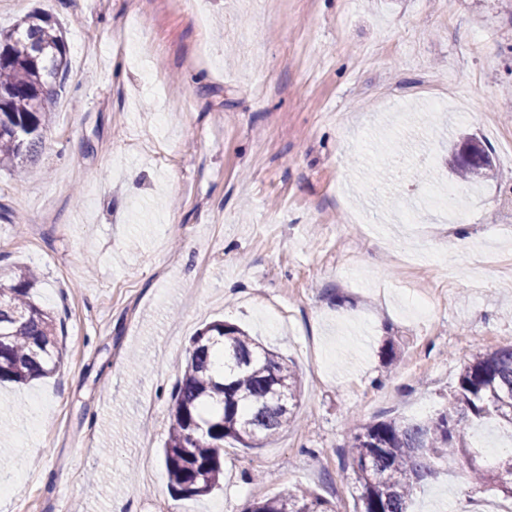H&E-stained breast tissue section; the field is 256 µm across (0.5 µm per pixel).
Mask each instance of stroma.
Returning a JSON list of instances; mask_svg holds the SVG:
<instances>
[{"label":"stroma","mask_w":512,"mask_h":512,"mask_svg":"<svg viewBox=\"0 0 512 512\" xmlns=\"http://www.w3.org/2000/svg\"><path fill=\"white\" fill-rule=\"evenodd\" d=\"M36 11L69 71L39 175L0 167V283L38 271L63 365L0 384V512H244L286 486L355 512V425L436 415L471 354L512 344V0H0V28ZM463 134L493 161L475 184L448 167ZM451 184L462 254L424 199ZM216 320L293 362L299 405L177 498L171 393ZM476 428L478 463L512 452ZM503 500L442 468L409 512Z\"/></svg>","instance_id":"stroma-1"}]
</instances>
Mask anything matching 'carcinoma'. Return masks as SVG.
<instances>
[{
    "label": "carcinoma",
    "mask_w": 512,
    "mask_h": 512,
    "mask_svg": "<svg viewBox=\"0 0 512 512\" xmlns=\"http://www.w3.org/2000/svg\"><path fill=\"white\" fill-rule=\"evenodd\" d=\"M68 44L46 14L24 17L0 31V165L25 180L38 172L34 158L45 143L68 73ZM487 151L474 139L454 143L448 165L464 182L486 175ZM36 273L20 268L0 287V383L47 377L62 363L53 314L31 297ZM300 381L293 364L234 324L215 321L191 338L175 386L163 462L171 489L204 496L224 478V442L259 448L294 420ZM495 417L512 425V345L479 350L463 364L434 417L360 424L348 442L359 512H408L409 500L440 466H460L470 483L512 498V456L495 474L475 464L463 424ZM244 512H335L309 490H284L257 499Z\"/></svg>",
    "instance_id": "cac0c4a2"
}]
</instances>
